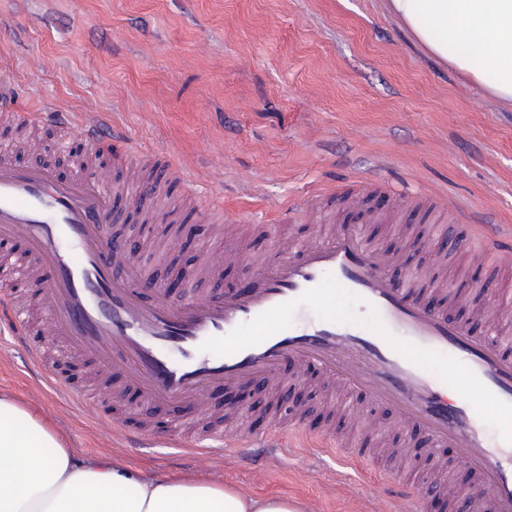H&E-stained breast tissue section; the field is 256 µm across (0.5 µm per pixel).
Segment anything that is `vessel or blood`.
<instances>
[{"mask_svg": "<svg viewBox=\"0 0 512 512\" xmlns=\"http://www.w3.org/2000/svg\"><path fill=\"white\" fill-rule=\"evenodd\" d=\"M0 108L6 120L22 127L42 116L8 97L0 99ZM60 122L94 171L66 179L48 165L20 167L8 149L0 148V255L15 257L29 271L17 278L12 269H0L12 283L0 294V325L18 343H25L27 334V319L13 305L20 288L45 301L48 335L96 360L154 404L179 409L225 389L282 388L286 370L318 367L323 379L348 394L394 411L403 427L424 433L432 447L460 448L473 474L471 512H512V437L489 439L473 399L447 398L443 382L423 360L428 353L447 361L455 381L479 391L498 412L511 414V343L472 335L466 325L432 307L422 276H392L393 256L358 224L339 225L322 242L288 240L280 225H257L271 252L257 262L246 284L225 290L219 300L199 294L175 303L161 290L146 298L150 277L126 249L105 239L102 228L113 220L116 198L150 199L159 224L167 223L176 202L152 182H112L108 164L99 161L109 143L124 148L117 163H139L144 155L108 115L67 114ZM195 215L207 232L233 221L207 202L196 206ZM506 238H512L511 225L489 228L479 242L499 271L512 267V250L502 245ZM117 268L127 269V276L115 277ZM331 281L371 310L374 324L366 328L319 318L305 327L289 326L296 308L321 299ZM256 324L267 325L263 338L218 350L225 337ZM42 378L72 405L95 408L93 397L51 372ZM102 428L127 448L158 442V430L135 429L118 417L104 418ZM181 447L190 456L230 457L241 465L258 450L319 447L349 458L364 456L334 431L311 434L295 415L246 439L219 433L208 443L185 438ZM435 475L432 468H403L386 484L390 512H421L418 488L435 485Z\"/></svg>", "mask_w": 512, "mask_h": 512, "instance_id": "obj_1", "label": "vessel or blood"}]
</instances>
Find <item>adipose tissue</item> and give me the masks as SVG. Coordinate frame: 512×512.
Segmentation results:
<instances>
[{
  "label": "adipose tissue",
  "mask_w": 512,
  "mask_h": 512,
  "mask_svg": "<svg viewBox=\"0 0 512 512\" xmlns=\"http://www.w3.org/2000/svg\"><path fill=\"white\" fill-rule=\"evenodd\" d=\"M432 56L512 102V0H390ZM0 512H305L200 473L173 480L107 455L68 447L26 404L0 394Z\"/></svg>",
  "instance_id": "1"
}]
</instances>
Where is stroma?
I'll use <instances>...</instances> for the list:
<instances>
[{
    "label": "stroma",
    "instance_id": "stroma-1",
    "mask_svg": "<svg viewBox=\"0 0 512 512\" xmlns=\"http://www.w3.org/2000/svg\"><path fill=\"white\" fill-rule=\"evenodd\" d=\"M1 80L22 105L107 114L149 156L150 178L171 181L179 168L202 197L258 224L324 187L335 190L337 223L364 221L348 197L367 177L384 187L369 197L372 207L395 193H437L512 225V104L432 57L388 0H0ZM141 223L119 200L108 234L138 247L157 284L199 266L200 243L184 249L178 226L146 231ZM371 232L427 279L465 272L467 292L439 307L474 323L492 268L428 245L415 206ZM334 294V308L300 306L295 326L339 315L368 320L343 288ZM31 334L52 370L97 393L100 410L132 414L141 428L159 417L39 325ZM37 381L36 363L0 333V391L48 417L86 454H111L164 480L206 469L255 495L302 500L308 512H384L370 476L385 458L355 465L309 448L247 470L230 460L206 468L184 455L172 429L158 448L118 446L94 413L69 410Z\"/></svg>",
    "mask_w": 512,
    "mask_h": 512
}]
</instances>
